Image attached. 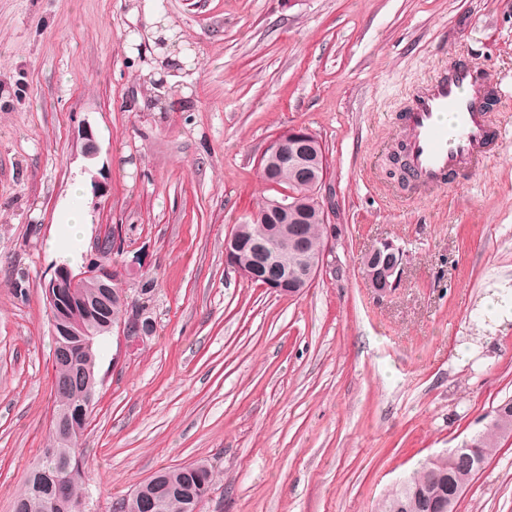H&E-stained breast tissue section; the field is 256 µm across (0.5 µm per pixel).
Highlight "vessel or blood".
<instances>
[{
    "mask_svg": "<svg viewBox=\"0 0 512 512\" xmlns=\"http://www.w3.org/2000/svg\"><path fill=\"white\" fill-rule=\"evenodd\" d=\"M494 95L485 73L463 61L413 88L402 116L401 163L417 195L431 196L491 158L492 144L503 139L487 110Z\"/></svg>",
    "mask_w": 512,
    "mask_h": 512,
    "instance_id": "1",
    "label": "vessel or blood"
}]
</instances>
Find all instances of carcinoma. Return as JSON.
I'll list each match as a JSON object with an SVG mask.
<instances>
[{
	"mask_svg": "<svg viewBox=\"0 0 512 512\" xmlns=\"http://www.w3.org/2000/svg\"><path fill=\"white\" fill-rule=\"evenodd\" d=\"M295 193L309 192L296 181L294 173L283 169L270 177H263ZM126 301L116 297L111 309L93 314L79 302L67 309V317L74 322L87 325L86 336L54 337V344L61 342L79 345L85 341L91 346L80 351L77 362L86 367H96V356L92 343L99 336L111 332L112 321L118 319ZM54 395L57 401L56 412H72L89 407L95 400L97 378L81 373L80 368L65 362L53 361ZM508 408L495 407L485 416L483 430L465 442L473 457L474 468L463 472L459 468L456 449L427 460L398 486L390 496L382 512H392L394 506H402L400 512H425V500L436 498L456 504L475 476L486 462L497 452L499 440L512 434V399ZM89 416L72 419L70 430L61 436L52 429V446L31 467L22 490L15 496L13 512H87V504L82 492V475L85 456L80 441L88 424ZM154 478L156 484L146 491L153 501V508L143 509L140 499L132 496L123 499L125 512H200L202 503L215 480V467L207 460L193 463V466H175L160 469ZM59 479L65 486L64 497L54 499L53 481Z\"/></svg>",
	"mask_w": 512,
	"mask_h": 512,
	"instance_id": "obj_1",
	"label": "carcinoma"
}]
</instances>
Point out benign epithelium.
Returning <instances> with one entry per match:
<instances>
[{
    "label": "benign epithelium",
    "instance_id": "obj_1",
    "mask_svg": "<svg viewBox=\"0 0 512 512\" xmlns=\"http://www.w3.org/2000/svg\"><path fill=\"white\" fill-rule=\"evenodd\" d=\"M318 144L317 137L306 128L288 131L283 138L274 139L261 156L266 169L290 167L301 172L314 188L315 207L323 217H329L333 207L331 196L322 193L326 188V179L316 174L317 165L313 158V148ZM291 208H302L299 196L288 190H281V196L272 201L271 211L285 215ZM323 241L320 245L318 261L309 262L308 242L301 229L296 225L279 224L263 235L245 243L247 235L234 225L224 238V265L234 270L240 277L281 295L297 296L309 287L323 271L336 270L335 240L336 225L323 224ZM288 240L289 252L280 248V241ZM103 241L96 245L97 257L74 273L68 266H59L52 278L44 284L49 311L64 307L71 301L87 282H94L101 288L99 295L91 299L97 307H105L114 298L112 283L116 282L112 262L108 261L102 250ZM388 260L378 263L381 256ZM403 252L389 239H382L366 252V261L362 273L370 282L374 291L383 295L393 288L402 270ZM146 310L137 307L128 320L119 321L117 327L127 343L139 346L153 335V320L145 318Z\"/></svg>",
    "mask_w": 512,
    "mask_h": 512
}]
</instances>
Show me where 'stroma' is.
<instances>
[{"label": "stroma", "instance_id": "1", "mask_svg": "<svg viewBox=\"0 0 512 512\" xmlns=\"http://www.w3.org/2000/svg\"><path fill=\"white\" fill-rule=\"evenodd\" d=\"M461 58L500 90L502 145L416 200L399 116ZM294 127L326 151L339 266L288 298L227 270L224 237L270 195L259 156ZM79 176L73 270L114 227L120 287L155 279L147 343L96 342L89 512L200 459L218 470L202 512H376L512 397V0H0V512L49 446L43 283ZM383 239L405 257L380 298L361 261ZM455 512H512V437Z\"/></svg>", "mask_w": 512, "mask_h": 512}]
</instances>
